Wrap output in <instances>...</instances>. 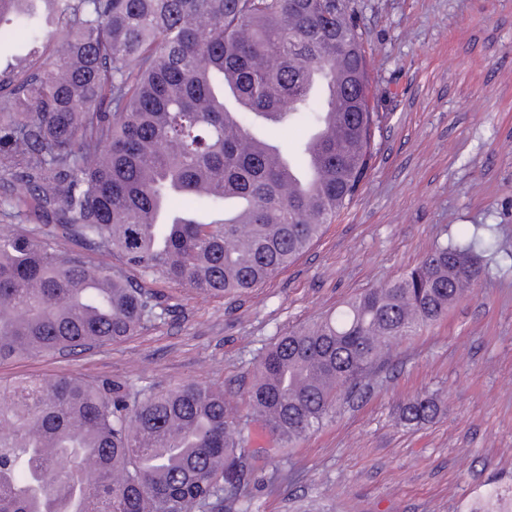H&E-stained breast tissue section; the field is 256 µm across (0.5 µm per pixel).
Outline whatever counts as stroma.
I'll list each match as a JSON object with an SVG mask.
<instances>
[{
    "label": "stroma",
    "instance_id": "1",
    "mask_svg": "<svg viewBox=\"0 0 512 512\" xmlns=\"http://www.w3.org/2000/svg\"><path fill=\"white\" fill-rule=\"evenodd\" d=\"M378 110L374 166L347 211L288 269L238 297L163 278L172 310L125 341L0 364V379L89 376L166 390L223 386L243 407L258 356L287 329L414 268L436 244L491 226L473 295L395 346L373 391L293 449L257 512H468L512 487V0H351ZM442 406L407 428L417 395ZM441 411L439 402L428 394L418 395L399 406L398 420L417 426L433 420Z\"/></svg>",
    "mask_w": 512,
    "mask_h": 512
}]
</instances>
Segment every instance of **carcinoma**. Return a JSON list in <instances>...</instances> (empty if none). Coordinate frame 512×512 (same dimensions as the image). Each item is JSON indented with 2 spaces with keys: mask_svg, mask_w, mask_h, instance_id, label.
Instances as JSON below:
<instances>
[{
  "mask_svg": "<svg viewBox=\"0 0 512 512\" xmlns=\"http://www.w3.org/2000/svg\"><path fill=\"white\" fill-rule=\"evenodd\" d=\"M30 0H0L35 44ZM56 49L0 71V363L123 341L161 318L160 275L241 294L306 253L372 167L375 111L363 37L348 0H48ZM311 74L340 86L338 121L317 155L270 131L324 124ZM288 169L317 161L310 184ZM493 232L439 243L415 268L336 313L278 336L244 396L186 383L131 393L97 380L0 381V512H256L247 487L336 412L373 389L387 353L475 290ZM112 255L118 269L92 265ZM132 270L135 280L127 275ZM431 395L399 406L417 426ZM269 434L253 446L248 423ZM484 491L469 512H512Z\"/></svg>",
  "mask_w": 512,
  "mask_h": 512,
  "instance_id": "1",
  "label": "carcinoma"
}]
</instances>
